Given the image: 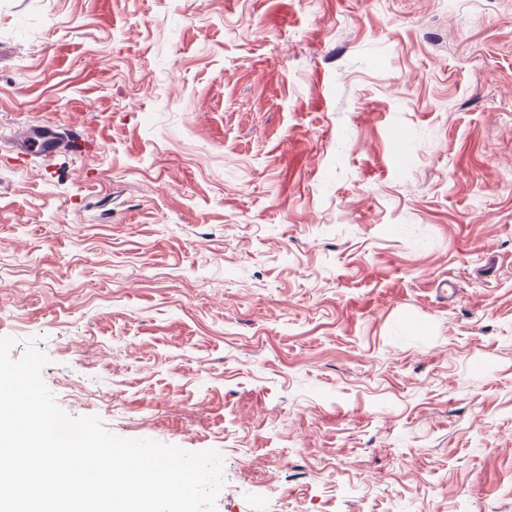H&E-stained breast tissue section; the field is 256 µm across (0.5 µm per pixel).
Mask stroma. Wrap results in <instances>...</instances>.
I'll list each match as a JSON object with an SVG mask.
<instances>
[{
	"instance_id": "stroma-1",
	"label": "stroma",
	"mask_w": 512,
	"mask_h": 512,
	"mask_svg": "<svg viewBox=\"0 0 512 512\" xmlns=\"http://www.w3.org/2000/svg\"><path fill=\"white\" fill-rule=\"evenodd\" d=\"M0 337L217 512H512V0H0Z\"/></svg>"
}]
</instances>
